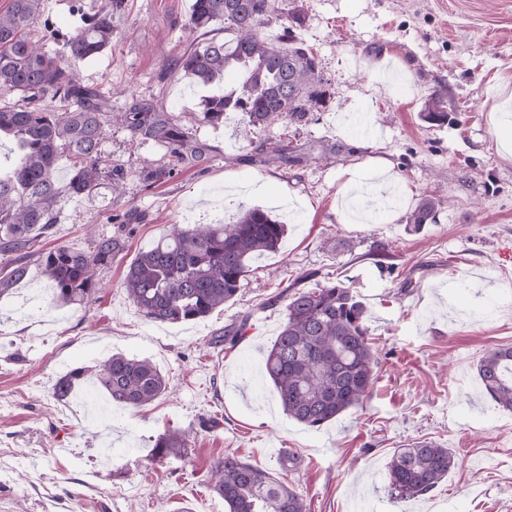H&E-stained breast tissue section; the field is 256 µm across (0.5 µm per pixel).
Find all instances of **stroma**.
I'll use <instances>...</instances> for the list:
<instances>
[{
  "label": "stroma",
  "instance_id": "1",
  "mask_svg": "<svg viewBox=\"0 0 512 512\" xmlns=\"http://www.w3.org/2000/svg\"><path fill=\"white\" fill-rule=\"evenodd\" d=\"M72 0H43L45 23L71 36ZM192 0H126L112 46L78 64L120 111L150 99L212 149L151 187L137 179L122 198L100 186L63 204L59 243L85 248L90 234H118L122 250L99 271L88 307L46 310L51 283L37 262L0 295V512H225L210 490L225 452L278 470L308 512H512V412L482 392L477 365L512 345V0H303L300 36L321 61L331 99L307 124L259 129L239 112L199 123L202 88L165 61L198 42L187 28ZM456 114L437 126L422 114L432 95ZM289 141L311 162L275 167L246 159L250 142ZM101 153L137 169L167 162L165 148L108 127ZM391 165L398 202L384 216L343 221L348 182ZM441 198L436 223L407 221L418 199ZM271 211L287 226L277 252L255 259L235 302L188 324L150 321L123 279L141 249L170 224L235 222ZM132 209L127 227L111 215ZM382 260H375L378 250ZM341 280L365 305L378 359L361 408L321 428L288 418L262 372L263 352L284 321L277 294ZM246 321L235 345L225 326ZM147 358L168 377L153 403L126 409L81 385L66 400L52 388L70 370L113 353ZM217 417L218 427H203ZM191 431L187 455L147 463L150 438ZM427 439L455 466L435 490L396 500L387 463L396 448Z\"/></svg>",
  "mask_w": 512,
  "mask_h": 512
}]
</instances>
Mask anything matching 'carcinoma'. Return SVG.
Segmentation results:
<instances>
[{
	"mask_svg": "<svg viewBox=\"0 0 512 512\" xmlns=\"http://www.w3.org/2000/svg\"><path fill=\"white\" fill-rule=\"evenodd\" d=\"M42 0H12L0 13V94H17L20 103L0 106V139L13 142L16 158L0 167V294L22 280L31 258L53 285V301L84 305L101 289L96 272L112 265L122 239L100 235L86 249L59 244L38 247L58 223L61 203L91 194L101 183L121 196L131 170L101 155L109 117L131 139L163 144L168 163L142 167L139 180L148 186L170 179L184 167L202 166L210 148L178 125L173 113L147 99L124 110L112 106L98 88L82 82L72 63L90 60L112 47V20L125 12V0H107L102 10L85 14L83 28L48 50L25 33L40 14ZM281 22L276 36L266 33ZM304 6L297 0H194L188 24L205 34L217 23L234 33L230 41L211 38L177 55L169 69L182 71L201 87L233 72L236 82L206 95L198 121L224 122V113L240 112L248 125L262 128L286 120L308 123L310 112L326 104L331 93L321 62L294 28L302 27ZM434 125L448 122V106L432 97L424 114ZM254 154L266 165L305 160L282 141H261ZM71 161L67 182L57 180L61 154ZM441 200L419 198L411 224L436 222ZM286 225L269 212L250 208L233 224H173L129 265L124 289L148 319L177 324L203 319L232 301L244 286L250 262L279 249ZM285 302L281 331L264 354V372L289 418L319 428L363 405L375 380L377 357L369 342L366 309L342 281L297 289L275 301ZM486 394L512 411V346L486 353L477 367ZM93 378L118 406L140 408L167 392L168 381L147 358L113 353L92 369L75 368L61 376L54 398L67 399ZM187 452V433L168 430L151 441L146 456L160 462ZM453 454L434 441H416L394 451L387 464L390 494L396 499L424 496L448 477ZM211 489L227 512H307L303 496L272 472L226 453L214 465Z\"/></svg>",
	"mask_w": 512,
	"mask_h": 512,
	"instance_id": "1",
	"label": "carcinoma"
}]
</instances>
